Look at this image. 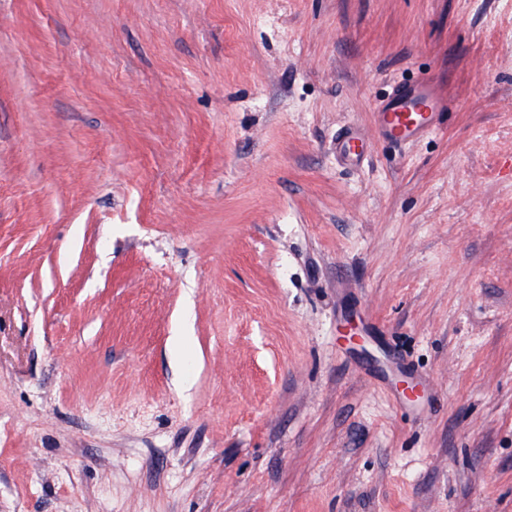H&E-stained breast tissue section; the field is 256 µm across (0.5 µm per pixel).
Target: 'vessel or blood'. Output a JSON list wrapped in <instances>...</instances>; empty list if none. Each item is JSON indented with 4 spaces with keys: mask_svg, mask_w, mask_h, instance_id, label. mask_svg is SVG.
<instances>
[{
    "mask_svg": "<svg viewBox=\"0 0 512 512\" xmlns=\"http://www.w3.org/2000/svg\"><path fill=\"white\" fill-rule=\"evenodd\" d=\"M444 111V100L432 83L400 86L378 107L377 129L392 142H411L431 131Z\"/></svg>",
    "mask_w": 512,
    "mask_h": 512,
    "instance_id": "b4317fda",
    "label": "vessel or blood"
}]
</instances>
